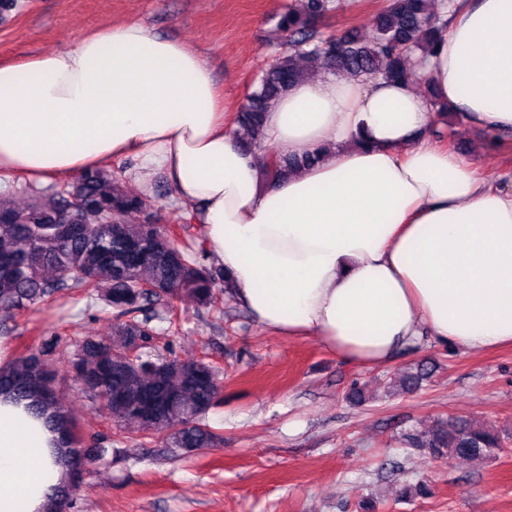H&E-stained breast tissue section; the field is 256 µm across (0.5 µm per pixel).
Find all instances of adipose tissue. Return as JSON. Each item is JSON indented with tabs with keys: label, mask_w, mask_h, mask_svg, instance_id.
Segmentation results:
<instances>
[{
	"label": "adipose tissue",
	"mask_w": 512,
	"mask_h": 512,
	"mask_svg": "<svg viewBox=\"0 0 512 512\" xmlns=\"http://www.w3.org/2000/svg\"><path fill=\"white\" fill-rule=\"evenodd\" d=\"M446 40L409 83L329 75L269 109L280 155L313 167L265 181L184 43L108 23L65 51L0 63V174L43 181L130 160L192 205L233 296L266 330L381 367L427 336L468 351L512 345V191L431 138V100L493 142L512 138V0H458ZM58 436L0 395V512H46L71 468Z\"/></svg>",
	"instance_id": "ef3b65f1"
}]
</instances>
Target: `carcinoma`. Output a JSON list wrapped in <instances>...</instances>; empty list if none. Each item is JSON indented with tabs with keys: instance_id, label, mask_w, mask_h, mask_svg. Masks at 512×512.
<instances>
[{
	"instance_id": "cac0c4a2",
	"label": "carcinoma",
	"mask_w": 512,
	"mask_h": 512,
	"mask_svg": "<svg viewBox=\"0 0 512 512\" xmlns=\"http://www.w3.org/2000/svg\"><path fill=\"white\" fill-rule=\"evenodd\" d=\"M344 7L343 0H300L278 15L277 38L287 48L248 91L231 122L239 141L255 151L267 149L265 117L295 82L311 69L341 76H384L391 80L416 77L412 58L428 54L448 34V20L432 10L431 0H388L364 35L354 31L324 33L319 23ZM318 155L303 157L267 153V176L279 179L306 169ZM153 198L133 192L110 169H93L67 185L53 186L24 207L0 200V330L33 306L67 294H85L102 301L110 335L83 340L67 369L78 389L112 412V395L127 406L113 417L116 426L159 437L164 448L190 455L212 448L224 438L205 417L219 397L223 381L217 369L202 359L182 360L174 354L152 357L142 352L152 339L150 322L162 306L168 320L180 318L182 304L217 308L222 294L232 293V280L218 267L206 266L204 242L185 238L193 212L174 226L147 220ZM67 213L71 223H58ZM139 344H134L135 340ZM57 337L44 340L0 366V394L28 402L32 413L59 434V447L72 462L69 483L56 489L51 512H61L80 487L79 467L91 473L112 454V439L102 436L85 446L70 409L58 397L57 368L51 356ZM427 366L402 376L400 390L419 386ZM155 397L154 413L146 417L140 397ZM506 436L455 418L429 431H409L408 448H425L439 458L473 459L503 448Z\"/></svg>"
}]
</instances>
